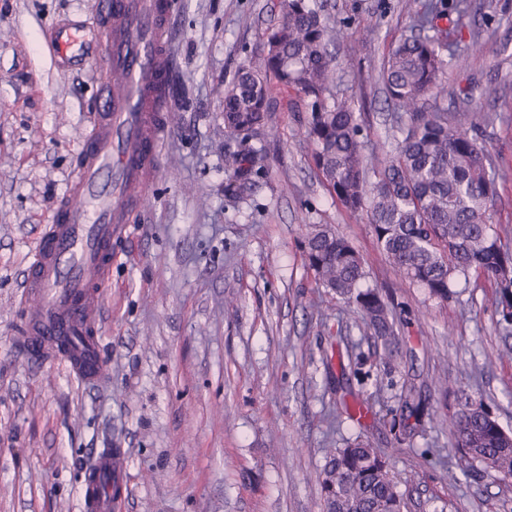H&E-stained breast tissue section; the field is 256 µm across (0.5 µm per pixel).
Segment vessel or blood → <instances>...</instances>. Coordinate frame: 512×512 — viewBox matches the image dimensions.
<instances>
[{"label": "vessel or blood", "mask_w": 512, "mask_h": 512, "mask_svg": "<svg viewBox=\"0 0 512 512\" xmlns=\"http://www.w3.org/2000/svg\"><path fill=\"white\" fill-rule=\"evenodd\" d=\"M174 0H107L99 18L109 37V81L78 153L66 195L29 256L25 291L37 296L18 334L26 347L53 352L72 377L98 382L104 371L99 336L103 274L112 241L127 231L125 211L142 198L160 167L168 132L163 89L171 68L164 33ZM79 493L81 512H122L126 460L104 448Z\"/></svg>", "instance_id": "vessel-or-blood-1"}]
</instances>
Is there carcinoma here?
Returning <instances> with one entry per match:
<instances>
[{"mask_svg": "<svg viewBox=\"0 0 512 512\" xmlns=\"http://www.w3.org/2000/svg\"><path fill=\"white\" fill-rule=\"evenodd\" d=\"M478 9L474 0H426L414 13L428 31L400 39L388 52L380 79L405 120L397 125L396 148L380 168L377 144L360 138L352 101L332 91L328 46L336 30L315 0H280V17L267 28L260 58L243 63L224 87V128L248 139L276 106V92L295 95L316 169L347 208L363 212L379 249L397 275L448 300L459 278L474 275L494 288L499 322L512 326V253L503 250L492 222L496 165L483 138L490 113L440 107L447 97V52ZM456 19L443 27L449 12ZM262 150L248 147L226 159L233 193L262 168ZM307 266L318 286L361 316L390 353L399 348L395 311L379 289L363 286L366 263L344 236L328 225L309 224L302 240ZM456 466L467 474L483 466L512 476V435L482 404L465 402L453 420ZM324 512H403L402 494L389 462L363 441L338 448L320 479Z\"/></svg>", "mask_w": 512, "mask_h": 512, "instance_id": "carcinoma-1", "label": "carcinoma"}]
</instances>
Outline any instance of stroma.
Listing matches in <instances>:
<instances>
[{"mask_svg":"<svg viewBox=\"0 0 512 512\" xmlns=\"http://www.w3.org/2000/svg\"><path fill=\"white\" fill-rule=\"evenodd\" d=\"M165 34L172 129L162 166L112 245L104 283L105 378L89 386L30 357L17 327L36 299L26 260L74 169L108 77L99 0H0V512H79L94 454L126 457L123 512H322L319 475L354 439L387 457L405 512H512V477L452 463L461 394L512 432V330L496 322L481 279L448 301L402 281L364 213L318 175L289 95L252 143L251 185L224 190L241 138L225 131L222 95L257 54L279 0H177ZM445 73L444 107L463 97L494 115L488 148L498 182L494 223L512 226V0H483ZM347 22L333 71L365 139L393 146L397 117L378 73L410 32L419 0H322ZM67 24L77 58L47 44ZM326 224L363 256L369 284L395 307L403 339L389 356L361 317L317 286L300 241ZM413 392L414 414L399 409ZM370 413L355 420L344 405Z\"/></svg>","mask_w":512,"mask_h":512,"instance_id":"1","label":"stroma"}]
</instances>
